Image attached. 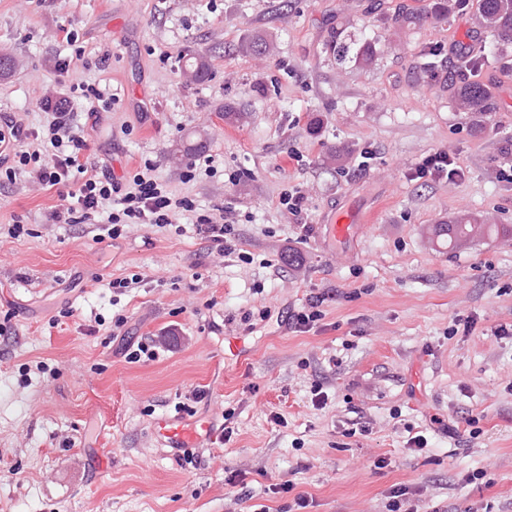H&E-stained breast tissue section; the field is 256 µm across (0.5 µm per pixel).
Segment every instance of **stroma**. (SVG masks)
Segmentation results:
<instances>
[{"instance_id": "obj_1", "label": "stroma", "mask_w": 512, "mask_h": 512, "mask_svg": "<svg viewBox=\"0 0 512 512\" xmlns=\"http://www.w3.org/2000/svg\"><path fill=\"white\" fill-rule=\"evenodd\" d=\"M431 5L0 0L16 60L0 115L36 129L72 78L107 89L89 163L120 177L151 162L174 195L235 217L224 252L190 213L100 241L97 225L49 223L56 190L0 183V226L28 230L0 236V512H297L300 494L306 512H388L401 486V512H512V335L497 333L512 238L450 251L428 233L462 210L512 225V63L477 74L495 112L458 110L461 60L486 35L475 5L444 21ZM403 8L420 22L399 26ZM340 27L374 43V65L336 61ZM257 37L273 53L241 51ZM194 53L202 83L182 74ZM194 132L215 171L187 182L172 154ZM437 151L459 177H416ZM294 190L295 215L279 203ZM338 214L348 239L327 232ZM316 296L321 320L298 331ZM460 318L473 331L452 333ZM175 416L219 430L193 462L156 433Z\"/></svg>"}]
</instances>
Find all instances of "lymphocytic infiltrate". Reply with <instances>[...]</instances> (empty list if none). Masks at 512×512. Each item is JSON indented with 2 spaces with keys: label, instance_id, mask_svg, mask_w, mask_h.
<instances>
[{
  "label": "lymphocytic infiltrate",
  "instance_id": "obj_1",
  "mask_svg": "<svg viewBox=\"0 0 512 512\" xmlns=\"http://www.w3.org/2000/svg\"><path fill=\"white\" fill-rule=\"evenodd\" d=\"M46 123L37 130L25 129L13 119L0 120V182L15 180L25 172L39 184L63 188L62 202L50 214L55 224H86L96 220L106 237L115 240L129 224H172L180 212L195 209L193 199L173 195L153 174L152 164L137 171L131 183L112 176L90 174L84 157L85 130L74 122L66 98L46 100Z\"/></svg>",
  "mask_w": 512,
  "mask_h": 512
}]
</instances>
